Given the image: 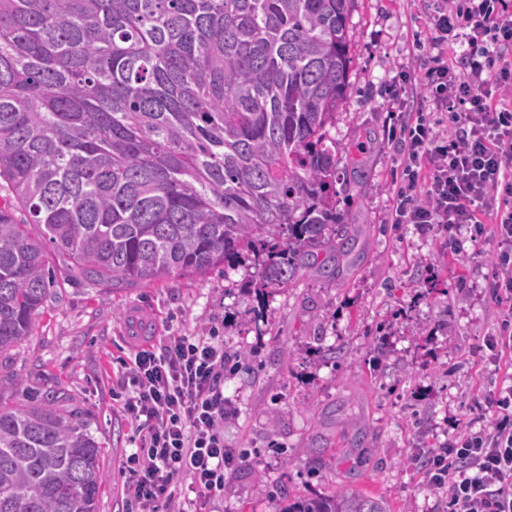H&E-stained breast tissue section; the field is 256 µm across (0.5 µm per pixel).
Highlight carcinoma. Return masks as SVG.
Masks as SVG:
<instances>
[{
  "label": "carcinoma",
  "instance_id": "1",
  "mask_svg": "<svg viewBox=\"0 0 512 512\" xmlns=\"http://www.w3.org/2000/svg\"><path fill=\"white\" fill-rule=\"evenodd\" d=\"M353 2L0 0V353L61 288L51 253L99 291L245 252L280 288L320 250L351 253L327 126L350 90ZM23 391L0 376V512H97L88 420ZM282 512L388 510L340 489Z\"/></svg>",
  "mask_w": 512,
  "mask_h": 512
}]
</instances>
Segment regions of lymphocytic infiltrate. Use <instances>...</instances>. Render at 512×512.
I'll list each match as a JSON object with an SVG mask.
<instances>
[{"instance_id":"obj_1","label":"lymphocytic infiltrate","mask_w":512,"mask_h":512,"mask_svg":"<svg viewBox=\"0 0 512 512\" xmlns=\"http://www.w3.org/2000/svg\"><path fill=\"white\" fill-rule=\"evenodd\" d=\"M433 51L419 84L418 109L401 114L393 136L405 180L391 218L463 240L497 246L501 330L489 337L505 383L482 405L490 426L466 429L422 463L426 482L443 492L444 512H512V8L504 0H434L428 12ZM440 114V121L425 117ZM160 349H136L125 411L135 449L122 476L127 512H204L224 489L238 458L224 446V346L165 336Z\"/></svg>"}]
</instances>
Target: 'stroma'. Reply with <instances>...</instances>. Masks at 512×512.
Wrapping results in <instances>:
<instances>
[{"instance_id": "stroma-1", "label": "stroma", "mask_w": 512, "mask_h": 512, "mask_svg": "<svg viewBox=\"0 0 512 512\" xmlns=\"http://www.w3.org/2000/svg\"><path fill=\"white\" fill-rule=\"evenodd\" d=\"M350 91L329 128L349 184L336 207L362 225V261L336 278L311 272L260 290L243 263L97 292L57 270L62 297L24 342L0 354V373L29 392L61 389L100 443L106 482L98 512H126L120 470L135 427L123 409V360L136 348L127 311L159 335L224 338L245 367L226 370L224 444L242 462L206 512H278L277 484L294 493L345 489L381 498L389 512H440L416 457L454 439L475 403L502 382L487 348L500 329L491 298L494 243L449 253L444 237L390 221L402 157L392 141V87L429 52L424 0H355L349 19ZM263 309L254 321L255 309ZM336 347L329 358L322 351ZM322 451L313 469L310 457ZM266 488H259L255 472Z\"/></svg>"}]
</instances>
